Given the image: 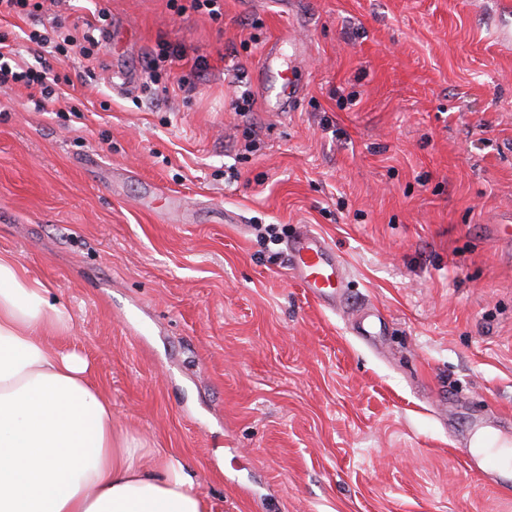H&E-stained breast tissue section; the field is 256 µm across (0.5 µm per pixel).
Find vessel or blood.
<instances>
[{
	"mask_svg": "<svg viewBox=\"0 0 512 512\" xmlns=\"http://www.w3.org/2000/svg\"><path fill=\"white\" fill-rule=\"evenodd\" d=\"M288 256L294 277L310 297L320 306L335 307L344 288V267L328 241L309 226H301L288 242ZM456 454L467 469L483 475L500 493H512V482L504 481L497 471L496 457L481 461L466 448Z\"/></svg>",
	"mask_w": 512,
	"mask_h": 512,
	"instance_id": "vessel-or-blood-1",
	"label": "vessel or blood"
}]
</instances>
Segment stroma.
Segmentation results:
<instances>
[{
	"label": "stroma",
	"mask_w": 512,
	"mask_h": 512,
	"mask_svg": "<svg viewBox=\"0 0 512 512\" xmlns=\"http://www.w3.org/2000/svg\"><path fill=\"white\" fill-rule=\"evenodd\" d=\"M65 11L105 38L56 65L44 108L0 93V255L68 309L114 421L196 470L214 512H512L452 453L512 419V245L487 231L512 210V0L42 19ZM288 30L283 109L258 64ZM163 40L181 53L149 98ZM304 224L345 266L335 308L289 269Z\"/></svg>",
	"instance_id": "obj_1"
}]
</instances>
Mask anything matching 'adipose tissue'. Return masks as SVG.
Masks as SVG:
<instances>
[{"label":"adipose tissue","instance_id":"1","mask_svg":"<svg viewBox=\"0 0 512 512\" xmlns=\"http://www.w3.org/2000/svg\"><path fill=\"white\" fill-rule=\"evenodd\" d=\"M0 256V512H213L197 471L112 420L71 317Z\"/></svg>","mask_w":512,"mask_h":512}]
</instances>
